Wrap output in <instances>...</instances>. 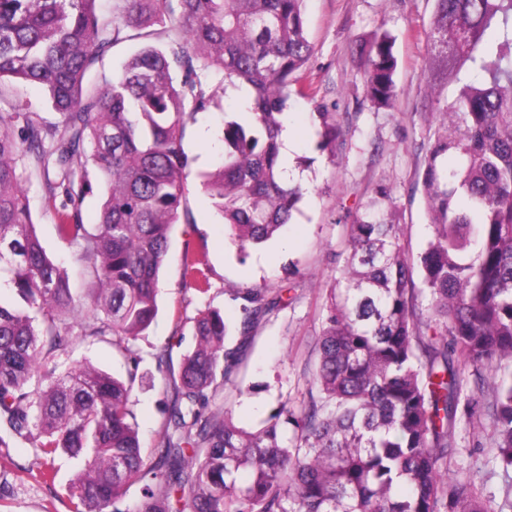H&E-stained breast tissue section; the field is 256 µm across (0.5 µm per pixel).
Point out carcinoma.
<instances>
[{
  "label": "carcinoma",
  "instance_id": "cac0c4a2",
  "mask_svg": "<svg viewBox=\"0 0 512 512\" xmlns=\"http://www.w3.org/2000/svg\"><path fill=\"white\" fill-rule=\"evenodd\" d=\"M97 2L0 0V81L40 85L61 116L46 129L27 102L0 113V448L21 439L51 462L82 459L71 512H512V0H432L421 101L433 123L417 180L431 236L413 253L376 185L348 224L304 408L285 402L256 432L210 408L239 348L225 345L224 315L201 310L156 463L131 409L135 370L59 371L70 317L79 338L125 351L154 321L170 228L193 223L186 129L221 87L249 99L224 113L223 163L199 178L242 251L280 236L306 195L280 169L290 100L309 99L319 150L334 158L346 142L337 104L298 86L314 55L305 0H113L108 15ZM126 40L136 50L94 77ZM394 42L382 27L358 50L363 97L379 109L399 95ZM23 153L55 170L48 199H66L55 227L85 266L81 293L37 235ZM182 265L202 286L196 253ZM232 300L244 335L278 303L265 288ZM485 391L506 483L484 498L456 434L481 418Z\"/></svg>",
  "mask_w": 512,
  "mask_h": 512
}]
</instances>
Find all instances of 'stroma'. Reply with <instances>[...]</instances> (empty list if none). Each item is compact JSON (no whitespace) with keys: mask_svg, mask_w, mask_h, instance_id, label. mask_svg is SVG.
I'll list each match as a JSON object with an SVG mask.
<instances>
[{"mask_svg":"<svg viewBox=\"0 0 512 512\" xmlns=\"http://www.w3.org/2000/svg\"><path fill=\"white\" fill-rule=\"evenodd\" d=\"M431 12V0H306V30L315 54L303 80L327 101L338 102L336 120L346 139L343 154L332 161L317 149L306 121L309 105L294 98L288 110V126L296 135L292 161L303 174L308 193L284 233L276 240L239 249L199 181L190 179L187 205L194 221L172 228L154 322L131 342L127 354L104 343L72 338L64 355L70 366L89 363L122 375L128 369V356L137 358L133 410L149 461L159 455L157 432L175 399L170 374L195 345L193 320L199 310L219 309L233 325L229 345L240 349V362L218 389L213 404L231 409L238 426L255 431L277 413L281 403L298 410L307 402L329 287L345 255L344 218L364 209L379 181L392 189L408 226L411 250L423 248L430 229L421 198L412 187L427 149L430 116L420 104L419 89L426 62L423 31ZM382 25L396 37L400 96L391 110L362 100L364 68L353 53L356 44ZM219 99L220 106L197 115L186 129L184 148L196 172L220 165L224 108L244 107L247 96L229 90ZM20 100L32 103L43 124H58L60 117L47 106L41 86L0 81V111H11ZM18 165L43 246L69 272H77V255L56 234L60 201L48 200L43 174L28 156H21ZM188 247L203 260L207 292L197 291L183 278L182 255ZM256 287L281 295L282 300L245 336L236 328L238 311L231 295L238 288ZM163 350L170 359V369L164 373L156 360ZM78 465V460L59 458L50 484L44 482L42 458L29 442L17 440L9 449H0V512H69L66 488Z\"/></svg>","mask_w":512,"mask_h":512,"instance_id":"stroma-1","label":"stroma"}]
</instances>
